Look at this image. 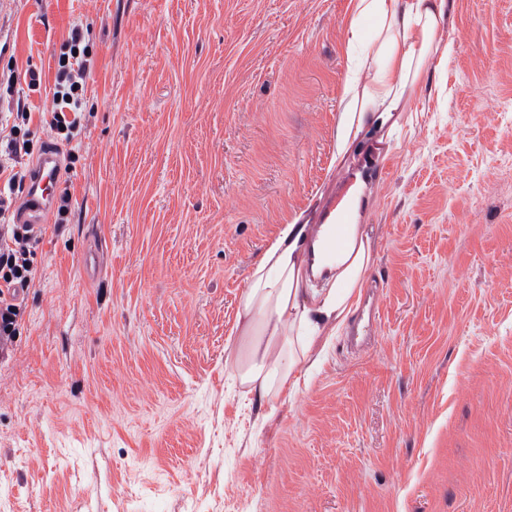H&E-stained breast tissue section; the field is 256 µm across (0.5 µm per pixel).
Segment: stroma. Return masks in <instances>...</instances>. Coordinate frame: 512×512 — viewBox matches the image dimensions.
Segmentation results:
<instances>
[{
    "label": "stroma",
    "instance_id": "1",
    "mask_svg": "<svg viewBox=\"0 0 512 512\" xmlns=\"http://www.w3.org/2000/svg\"><path fill=\"white\" fill-rule=\"evenodd\" d=\"M349 7L0 0L32 112L71 24L94 42L71 213L0 356V512H512V0H449L411 129L340 159ZM359 177L378 329L356 305L259 406L225 364L252 265Z\"/></svg>",
    "mask_w": 512,
    "mask_h": 512
}]
</instances>
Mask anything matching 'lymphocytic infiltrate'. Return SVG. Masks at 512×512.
Returning a JSON list of instances; mask_svg holds the SVG:
<instances>
[{"mask_svg":"<svg viewBox=\"0 0 512 512\" xmlns=\"http://www.w3.org/2000/svg\"><path fill=\"white\" fill-rule=\"evenodd\" d=\"M93 47L89 29L80 25L70 28L57 60L52 107L39 116H32L26 100L31 92L40 89V73L13 70L5 81L14 112L12 123L0 126V174H7L9 184L8 193H0V353L12 343L18 330L21 307L17 291L30 288L36 278L33 256L39 232L33 225L10 221L17 195L27 193L31 179L30 170L19 167L18 162L34 151L32 121H39L63 143L71 142L81 133L86 108L85 81L90 73Z\"/></svg>","mask_w":512,"mask_h":512,"instance_id":"f902f5d3","label":"lymphocytic infiltrate"}]
</instances>
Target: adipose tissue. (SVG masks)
<instances>
[{"label": "adipose tissue", "instance_id": "obj_1", "mask_svg": "<svg viewBox=\"0 0 512 512\" xmlns=\"http://www.w3.org/2000/svg\"><path fill=\"white\" fill-rule=\"evenodd\" d=\"M447 18L448 0H350L337 157L367 135L386 138L401 129L431 62L453 52L452 43L439 39ZM365 191V182H358L341 250L323 254L321 231L294 222L253 265L236 314L245 344L233 360L245 394L272 400L295 388L352 313L374 255L361 223Z\"/></svg>", "mask_w": 512, "mask_h": 512}]
</instances>
